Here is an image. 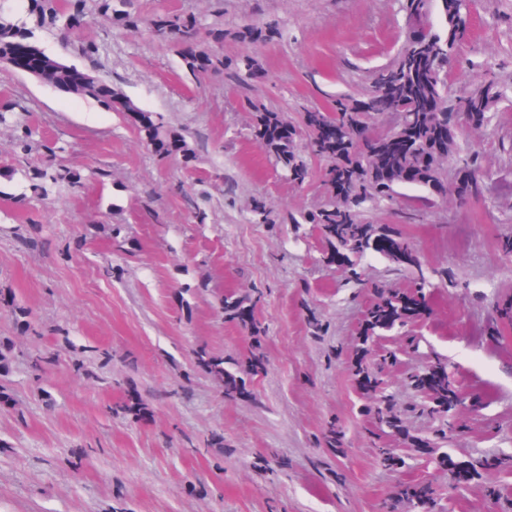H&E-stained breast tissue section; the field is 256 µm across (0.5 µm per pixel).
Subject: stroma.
Here are the masks:
<instances>
[{
    "label": "stroma",
    "instance_id": "obj_1",
    "mask_svg": "<svg viewBox=\"0 0 512 512\" xmlns=\"http://www.w3.org/2000/svg\"><path fill=\"white\" fill-rule=\"evenodd\" d=\"M404 0H131L223 24L225 57L251 56L263 76L189 74L172 43L144 25H88L96 61L58 31L38 45L96 68L195 148L163 158L130 113L69 95L22 73H0V512H412L394 506L400 480L431 484L434 512H512V0H472L448 69V95L494 80L502 92L479 132L460 128L446 171L469 168L481 190L417 209L404 186L366 211L413 245L432 283L429 314L372 342L396 357L386 376L410 432L432 461L381 440L360 408L350 359L375 295L326 265L301 214L327 202L324 160L288 180L252 135L255 108L299 124L336 97L360 98L401 46ZM278 24L274 43L232 31ZM30 128L28 152L15 145ZM66 164L78 187L34 195L33 170ZM263 200L268 220L251 205ZM205 221H198L197 212ZM252 300L253 326L225 315L223 291ZM57 358L39 373L35 354ZM223 357L248 394L228 397L197 361ZM265 368L254 371L253 355ZM83 360L84 370L73 367ZM442 360L467 397L449 422L420 410L410 373ZM144 415L114 414L129 393ZM343 432L338 447L325 435ZM224 445L210 447L212 434ZM405 465L385 467L380 447ZM488 460L455 484L448 460Z\"/></svg>",
    "mask_w": 512,
    "mask_h": 512
}]
</instances>
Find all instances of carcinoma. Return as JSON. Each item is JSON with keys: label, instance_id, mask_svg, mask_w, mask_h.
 Instances as JSON below:
<instances>
[{"label": "carcinoma", "instance_id": "carcinoma-1", "mask_svg": "<svg viewBox=\"0 0 512 512\" xmlns=\"http://www.w3.org/2000/svg\"><path fill=\"white\" fill-rule=\"evenodd\" d=\"M24 10L14 14L0 3V57H5L27 44L33 43L35 31L49 27H65L68 14L78 11L92 21H102L111 26L136 27L139 18L127 10L128 0H22ZM470 8L469 0H405L406 16L415 18L427 29L419 41H406L395 60L379 69L371 90L372 112L389 115L397 104L405 105L396 122L377 137L366 135L367 113L358 102L346 98L336 99L337 120L350 146L336 148V141L319 135L316 128L307 130L305 149L297 147L295 137H274L272 131L284 124L277 112H258L254 136L262 141L287 176L302 178L310 170L313 158L329 161L323 171V182L331 187L340 181L346 185L345 197L333 199L321 208L301 216L302 222L318 229L328 244V250L346 254L344 268L349 278L365 280L362 260L370 254L385 256L392 264L415 270V288L424 291L429 278L421 269L411 244L399 233L379 228L365 220L366 207L394 198L403 186L401 175L413 169L416 177L409 184L430 191L432 184L445 179V171L434 153L436 136L441 126L448 124L457 112L480 110L487 114L500 96L498 87L490 83L461 94L455 104H448L445 81L436 74L441 60H450L451 52L465 31V18ZM171 24L193 37V48L182 54V64L189 73H219L224 70L246 79H258L262 70L254 58L227 60L218 53L224 43V27L209 24L194 15L172 13ZM233 37L246 44L273 43L281 39V30L272 25L243 26L233 32ZM50 81L62 92L90 99L107 108L117 100L127 112L137 113L139 108L118 88L102 94L92 83L73 91L70 87L66 63L59 57H47ZM142 139L149 145L160 141H175L181 157L190 163L196 159L195 149L186 138L170 129L159 118L149 125L139 127ZM80 175L66 165L40 169L30 176V187L35 193L46 194V185L71 186L80 183ZM458 197L468 199L478 191L476 178L467 168L459 170L454 181ZM251 299L235 295L224 296V312L242 316ZM415 308L400 291L383 292L365 317L361 352L368 354V342L375 336L403 325ZM198 361L210 374L224 382V394L238 391L236 376L224 367V359L205 352ZM428 388L429 397L423 409L441 421L449 420L461 396L452 386L445 362L433 365ZM382 362L370 360L366 366L354 367L356 382L364 388L377 391L375 402L362 409L376 429L387 434L400 427L402 421L394 411L391 395L386 393L382 378ZM450 470L458 482L470 480L478 473L477 465L470 461L452 462ZM399 500L410 503L416 512H431L434 492L431 487L402 483L396 491Z\"/></svg>", "mask_w": 512, "mask_h": 512}]
</instances>
